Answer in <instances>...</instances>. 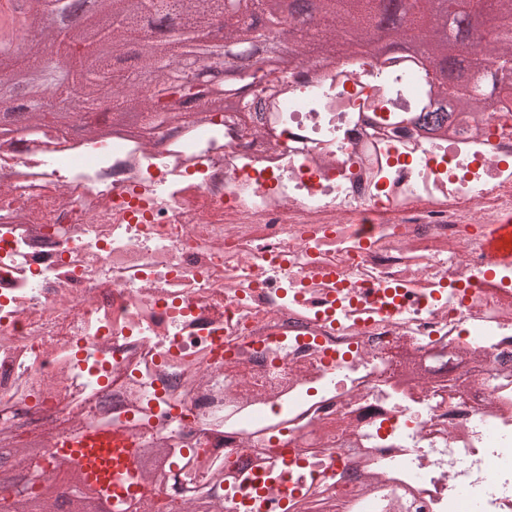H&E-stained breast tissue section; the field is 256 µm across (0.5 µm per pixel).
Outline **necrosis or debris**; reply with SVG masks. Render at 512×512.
<instances>
[{"label":"necrosis or debris","mask_w":512,"mask_h":512,"mask_svg":"<svg viewBox=\"0 0 512 512\" xmlns=\"http://www.w3.org/2000/svg\"><path fill=\"white\" fill-rule=\"evenodd\" d=\"M363 56L262 120L0 148V427L133 439L221 512H512V113ZM162 446L163 475L150 448ZM486 242V249L494 261L512 260V210H506L501 224Z\"/></svg>","instance_id":"necrosis-or-debris-1"}]
</instances>
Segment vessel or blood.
Returning a JSON list of instances; mask_svg holds the SVG:
<instances>
[{
    "mask_svg": "<svg viewBox=\"0 0 512 512\" xmlns=\"http://www.w3.org/2000/svg\"><path fill=\"white\" fill-rule=\"evenodd\" d=\"M486 249L493 260H512V210L505 211L488 238ZM58 446L83 469L91 487L107 485L129 497L139 493V486L127 482L128 474L136 468L137 450L123 431L90 426L77 437L59 441Z\"/></svg>",
    "mask_w": 512,
    "mask_h": 512,
    "instance_id": "b4317fda",
    "label": "vessel or blood"
}]
</instances>
